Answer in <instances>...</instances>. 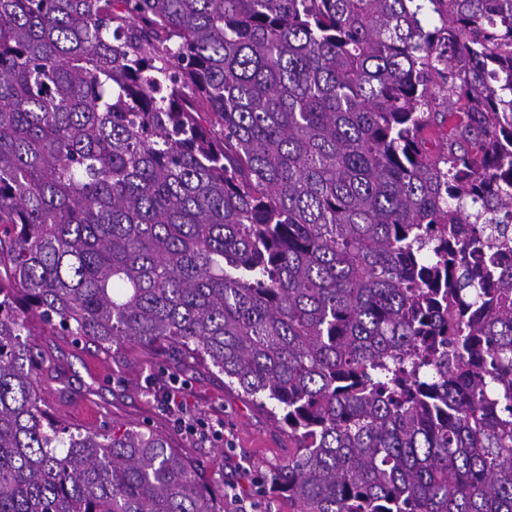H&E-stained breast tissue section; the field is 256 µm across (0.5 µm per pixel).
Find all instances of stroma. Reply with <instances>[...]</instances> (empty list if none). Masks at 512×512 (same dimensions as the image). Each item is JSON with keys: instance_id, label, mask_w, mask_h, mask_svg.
<instances>
[{"instance_id": "35a3bbf8", "label": "stroma", "mask_w": 512, "mask_h": 512, "mask_svg": "<svg viewBox=\"0 0 512 512\" xmlns=\"http://www.w3.org/2000/svg\"><path fill=\"white\" fill-rule=\"evenodd\" d=\"M36 343L45 356L41 396L65 425L83 432L116 426L165 435L198 464L225 512H297L270 483L293 451L287 427L225 387L216 368L131 344L109 352L91 344L77 347L47 327ZM175 383L183 387L178 414L163 402Z\"/></svg>"}]
</instances>
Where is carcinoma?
Listing matches in <instances>:
<instances>
[{
  "instance_id": "1",
  "label": "carcinoma",
  "mask_w": 512,
  "mask_h": 512,
  "mask_svg": "<svg viewBox=\"0 0 512 512\" xmlns=\"http://www.w3.org/2000/svg\"><path fill=\"white\" fill-rule=\"evenodd\" d=\"M38 324L274 402L299 512H512V0H0V512H219Z\"/></svg>"
}]
</instances>
